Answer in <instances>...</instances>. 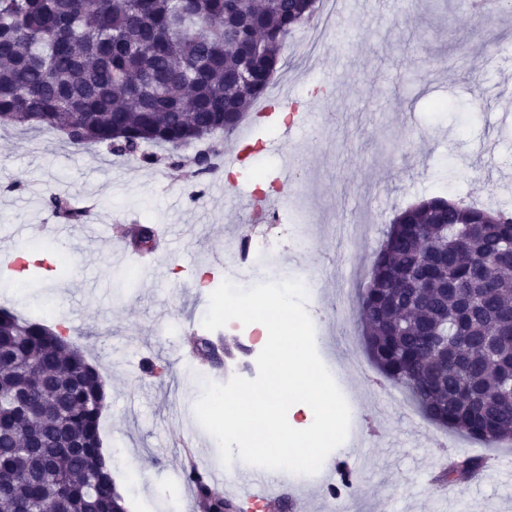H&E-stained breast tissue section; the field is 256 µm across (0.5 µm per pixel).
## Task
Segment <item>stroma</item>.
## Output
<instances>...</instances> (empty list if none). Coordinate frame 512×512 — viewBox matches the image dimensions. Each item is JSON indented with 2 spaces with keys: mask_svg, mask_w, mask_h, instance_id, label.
<instances>
[{
  "mask_svg": "<svg viewBox=\"0 0 512 512\" xmlns=\"http://www.w3.org/2000/svg\"><path fill=\"white\" fill-rule=\"evenodd\" d=\"M345 25L343 39L283 57L273 75V87L288 91L287 111L314 113L313 125L287 129L279 112L248 116L222 140L227 169L203 177L119 158L104 145L78 149L53 132L0 130V265L25 252L54 266L38 288L21 274L1 277L0 307L62 330L108 383L100 436L129 512H191L178 468L184 442L203 428L182 401L198 400L205 382L254 373L247 342L205 331L209 300L193 282L204 273L211 287L223 282L213 258L262 190L275 198L282 235L311 245L270 256L261 278L308 275L306 308L327 342L320 355L348 373L357 422L378 430L370 446L333 452L361 475L349 494L357 512H459L463 502L469 512H512L499 482L477 489L464 476L422 490L449 461L512 459V446L490 449L454 432L440 441L437 425L412 414L407 392L367 353L351 362L363 324L344 315L367 287L396 211L432 196L512 207V14L477 16L461 0H374ZM438 101L445 111L434 110ZM287 154L297 159L288 170ZM269 156L276 167L259 176ZM53 195L86 206L89 224L166 226L152 252L160 271L135 257L113 265L105 237L92 245L95 260L79 263L69 241L43 231L59 221L47 205ZM204 334L231 345L229 369L193 351L192 337ZM145 359L160 372L143 375Z\"/></svg>",
  "mask_w": 512,
  "mask_h": 512,
  "instance_id": "stroma-1",
  "label": "stroma"
}]
</instances>
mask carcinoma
Returning <instances> with one entry per match:
<instances>
[{
	"mask_svg": "<svg viewBox=\"0 0 512 512\" xmlns=\"http://www.w3.org/2000/svg\"><path fill=\"white\" fill-rule=\"evenodd\" d=\"M317 0H0V127L63 133L151 166L239 127ZM218 151L199 150L197 177ZM52 210L80 221L61 196ZM363 346L430 421L512 439V212L431 197L399 210L359 299ZM106 399L83 351L0 308V512H127L102 451ZM466 457L446 467L481 469ZM201 512H232L192 474Z\"/></svg>",
	"mask_w": 512,
	"mask_h": 512,
	"instance_id": "obj_1",
	"label": "carcinoma"
}]
</instances>
